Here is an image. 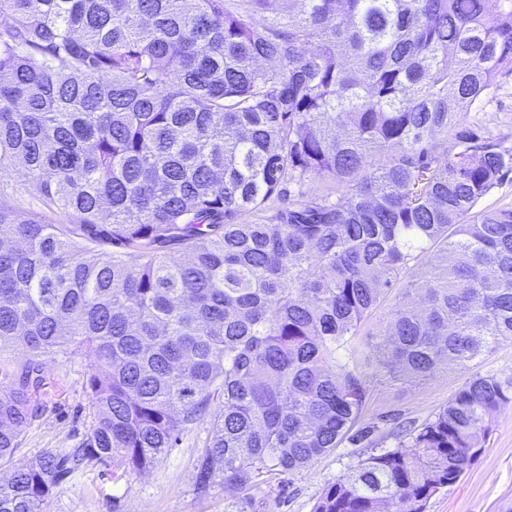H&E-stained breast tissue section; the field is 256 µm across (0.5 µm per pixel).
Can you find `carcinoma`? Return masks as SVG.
Segmentation results:
<instances>
[{"instance_id":"obj_1","label":"carcinoma","mask_w":512,"mask_h":512,"mask_svg":"<svg viewBox=\"0 0 512 512\" xmlns=\"http://www.w3.org/2000/svg\"><path fill=\"white\" fill-rule=\"evenodd\" d=\"M505 69L512 0H0V185L39 194L27 218L0 200V348L92 353L73 448L15 461L38 364L0 381V512L145 471L206 418L197 489H246L366 438L369 377L512 342V207L478 209L512 146L462 116ZM311 175L343 191L274 205ZM511 399L473 376L313 512H426ZM400 295L398 291H394L388 294L377 306V308L371 313V315L365 320L363 327L360 329L359 340H366L364 335L369 330H372L376 324L384 322L390 315L391 310L399 302Z\"/></svg>"}]
</instances>
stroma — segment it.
Here are the masks:
<instances>
[{
  "label": "stroma",
  "instance_id": "stroma-1",
  "mask_svg": "<svg viewBox=\"0 0 512 512\" xmlns=\"http://www.w3.org/2000/svg\"><path fill=\"white\" fill-rule=\"evenodd\" d=\"M465 122L481 134L512 146V73L497 78L488 94L468 109ZM88 353L43 363L39 409L16 452L35 457L68 448L86 434ZM512 378V344L507 343L464 369L442 368L416 383L371 380V393L359 420L373 432L363 444L342 443L308 467L284 475L271 469L256 474L250 490L217 484L196 486V459L209 438L210 423L183 432L148 471L120 476L105 468L75 475L52 500L50 512H224L242 501L245 512H312L322 491L368 455L392 449L404 428L430 418L473 375ZM484 450L451 490L434 495L427 512H512V401L488 421Z\"/></svg>",
  "mask_w": 512,
  "mask_h": 512
}]
</instances>
